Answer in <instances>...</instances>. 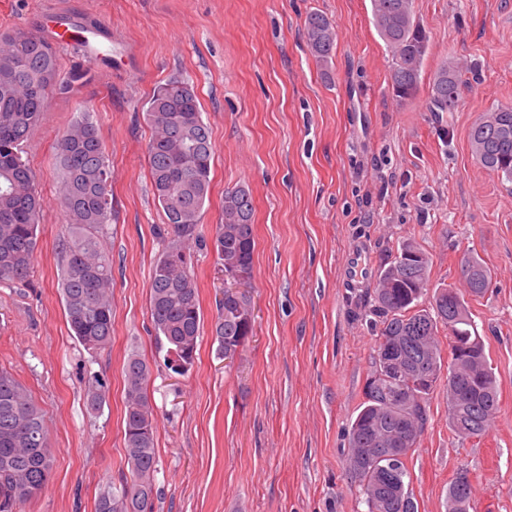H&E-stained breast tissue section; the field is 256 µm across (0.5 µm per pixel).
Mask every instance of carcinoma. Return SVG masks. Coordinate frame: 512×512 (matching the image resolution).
Listing matches in <instances>:
<instances>
[{
    "label": "carcinoma",
    "instance_id": "1",
    "mask_svg": "<svg viewBox=\"0 0 512 512\" xmlns=\"http://www.w3.org/2000/svg\"><path fill=\"white\" fill-rule=\"evenodd\" d=\"M378 34L392 56L391 89L399 102L414 98L428 51L426 31L415 19L413 0H371ZM304 36L317 65L335 54L334 24L319 12L304 22ZM57 47L44 35L0 34V281L29 275L38 243L41 197L23 159V144L46 112L52 94L71 91ZM463 85L462 67L450 59L434 74L429 109L449 112ZM145 115L152 129L147 145L154 199L166 218L167 244L150 280L149 313L155 339L184 370L196 359L201 308L191 247L205 243L202 215L210 198L215 154L200 103L188 81L173 77L158 86ZM472 155L485 169L512 182V104L483 114L469 131ZM59 204L68 232L59 240L61 291L72 336L87 349L112 343V263L100 232L112 220V176L105 146L90 113L82 112L55 147ZM254 205L248 188L224 193L223 220L212 237L226 273L253 275ZM469 294L479 297L492 283L486 263L474 254L460 261ZM430 259L412 239L404 240L379 271L368 315L379 326L364 385V401L348 431L347 460L368 512H418L409 489L407 460L429 417V399L442 370L448 377V428L461 438L485 435L498 410V383L464 295L439 288L430 305ZM248 291L224 292L213 335L218 351L236 353L253 333ZM448 330V366H443L438 328ZM394 352L392 371L377 372L382 351ZM151 370L132 356L124 367V441L129 478L120 493L100 490L95 512H154L156 420L147 386ZM53 453L40 407L29 390L0 370V512L20 506L47 485ZM472 485L460 471L448 486V512H470Z\"/></svg>",
    "mask_w": 512,
    "mask_h": 512
}]
</instances>
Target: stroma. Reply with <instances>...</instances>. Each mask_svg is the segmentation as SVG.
Masks as SVG:
<instances>
[{
	"mask_svg": "<svg viewBox=\"0 0 512 512\" xmlns=\"http://www.w3.org/2000/svg\"><path fill=\"white\" fill-rule=\"evenodd\" d=\"M97 22L99 54L59 48L64 73L90 71L50 96L25 160L42 198L29 277L0 281V368L42 409L54 449L45 489L21 512H95L99 491L127 469L123 368H151L157 422L155 512H367L347 471V434L363 401L376 333L364 307L375 271L400 242L430 258L432 287L465 291L459 261L492 271L472 318L498 382L499 411L483 438L448 428L438 385L408 459L419 512H446L448 485L467 471L471 512H512V183L472 156L468 133L512 104V0H413L429 37L416 97L399 103L391 53L371 0H0V32H45L40 9ZM335 24L328 70L303 34L311 12ZM468 66L455 109L430 111L435 72ZM188 80L215 144L203 228L213 235L225 190L254 204L252 336L233 364L212 327L224 274L212 246L194 250L203 330L193 367L168 371L149 314L152 266L165 216L152 194L144 119L155 87ZM89 109L112 170V344L91 352L71 333L59 277L66 217L55 144ZM370 275L356 277L353 258ZM99 378L104 400L90 408Z\"/></svg>",
	"mask_w": 512,
	"mask_h": 512,
	"instance_id": "obj_1",
	"label": "stroma"
}]
</instances>
